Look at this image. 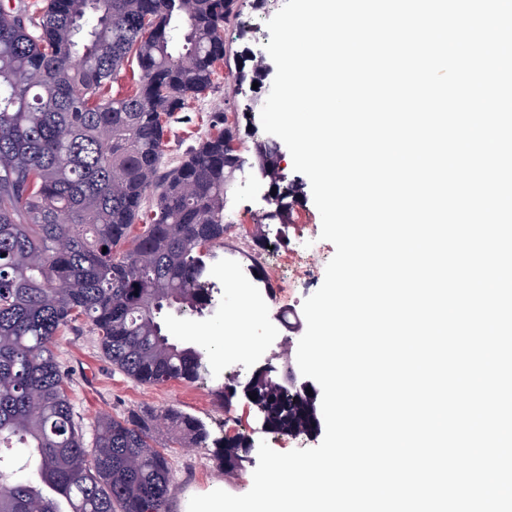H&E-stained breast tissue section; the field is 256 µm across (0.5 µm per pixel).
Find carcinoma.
I'll return each instance as SVG.
<instances>
[{"label": "carcinoma", "mask_w": 512, "mask_h": 512, "mask_svg": "<svg viewBox=\"0 0 512 512\" xmlns=\"http://www.w3.org/2000/svg\"><path fill=\"white\" fill-rule=\"evenodd\" d=\"M231 22L247 35L237 0H0V512H167L160 421L222 470L247 461V435L213 438L177 408L102 416L87 444L52 348L81 320L135 383H194L206 370L161 314L211 307L228 180L245 159L224 113L175 160L165 140L213 88ZM132 57L140 74L123 93ZM255 157L277 189L270 217L286 224L295 189L279 150L260 142ZM278 384L250 378L268 428H314L313 398Z\"/></svg>", "instance_id": "1"}]
</instances>
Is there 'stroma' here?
Wrapping results in <instances>:
<instances>
[{"instance_id":"35a3bbf8","label":"stroma","mask_w":512,"mask_h":512,"mask_svg":"<svg viewBox=\"0 0 512 512\" xmlns=\"http://www.w3.org/2000/svg\"><path fill=\"white\" fill-rule=\"evenodd\" d=\"M285 0H238L241 19L249 26L247 36H240L235 26L224 29V42L234 54L230 66L220 69L214 90L195 103L190 119L172 122L166 140V153L176 157L187 152L204 135L215 111L227 113L239 121L238 152L245 158L243 168L229 179L224 220L227 224L244 225V233L229 232L224 250L231 253V264L213 266L211 279L219 292L213 311L203 317L173 315L166 320L169 335L191 342L207 353V371L192 384L178 381L162 385H139L128 379L107 360L88 325L77 322L63 328L54 340V352L69 374V396L85 433H92L97 419L104 414L121 416L151 407H174L201 419L212 436L225 434L227 418H235L238 432L249 436L252 444L267 443L278 452L312 448L319 445L324 429L297 435L279 434L264 429L254 407L244 398H233L229 404L217 406L212 392L228 383L243 384L258 366L269 363L281 366L282 355L297 349L306 330L302 306L304 300L321 286L327 263L335 253L334 245L321 239V217L313 202L308 178L293 169L288 148H281V168L296 193L288 224H277L267 217L266 201L269 181L254 161V144L267 140L260 124V111L272 86L276 67L265 49L270 40L266 23L283 6ZM257 69L262 74V89L239 84V68ZM265 234L270 243L266 255L280 266L274 276L276 285L287 288L291 297L285 313L293 326L284 328L279 315L268 307V299L260 284L247 271L256 234ZM307 267L309 276H298L299 267ZM247 289L261 307V318L251 327L254 346L243 353H220L211 338L212 331L223 325L239 303V289ZM160 444L169 446L174 469V484L169 512H188L192 496L201 495L223 485L224 472L216 467L205 448H178L167 430L157 435Z\"/></svg>"}]
</instances>
